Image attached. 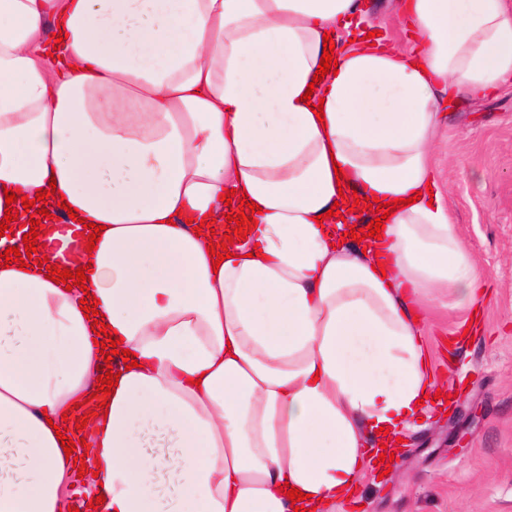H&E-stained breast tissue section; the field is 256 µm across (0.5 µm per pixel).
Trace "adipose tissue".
Returning <instances> with one entry per match:
<instances>
[{
	"label": "adipose tissue",
	"mask_w": 512,
	"mask_h": 512,
	"mask_svg": "<svg viewBox=\"0 0 512 512\" xmlns=\"http://www.w3.org/2000/svg\"><path fill=\"white\" fill-rule=\"evenodd\" d=\"M400 12L413 42L395 52L339 34L361 0H0V218L6 190L52 185L102 226L92 252L53 225L38 241L91 265L99 319L138 362L85 437L96 512H336L430 410L423 317L446 292L469 328L489 300L426 192L439 94L512 77V0ZM327 36L339 72L317 83ZM226 188L261 212L216 268L186 220L214 214L223 236ZM344 195L409 204L357 243ZM83 295L0 266V512H64L55 428L105 364Z\"/></svg>",
	"instance_id": "obj_1"
}]
</instances>
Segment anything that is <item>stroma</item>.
<instances>
[{"label":"stroma","mask_w":512,"mask_h":512,"mask_svg":"<svg viewBox=\"0 0 512 512\" xmlns=\"http://www.w3.org/2000/svg\"><path fill=\"white\" fill-rule=\"evenodd\" d=\"M366 25L392 50L410 45L395 0H364ZM438 184L491 298L482 331L435 370L458 395L406 433L394 476L367 471L346 512H512V78L451 102Z\"/></svg>","instance_id":"stroma-1"}]
</instances>
